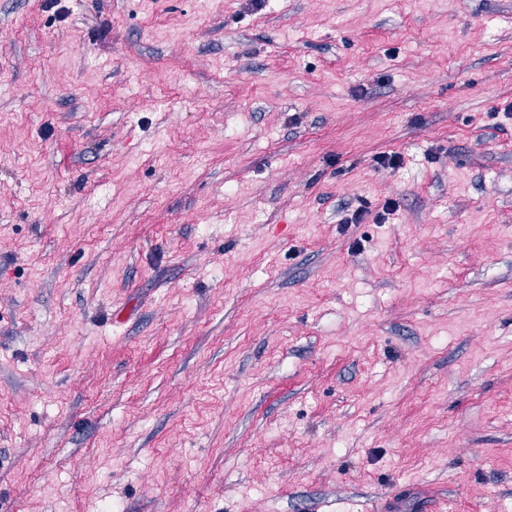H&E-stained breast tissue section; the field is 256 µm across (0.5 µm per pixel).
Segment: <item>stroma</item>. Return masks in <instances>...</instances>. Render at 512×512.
<instances>
[{"instance_id":"stroma-1","label":"stroma","mask_w":512,"mask_h":512,"mask_svg":"<svg viewBox=\"0 0 512 512\" xmlns=\"http://www.w3.org/2000/svg\"><path fill=\"white\" fill-rule=\"evenodd\" d=\"M112 503L512 512V0H0V512Z\"/></svg>"}]
</instances>
